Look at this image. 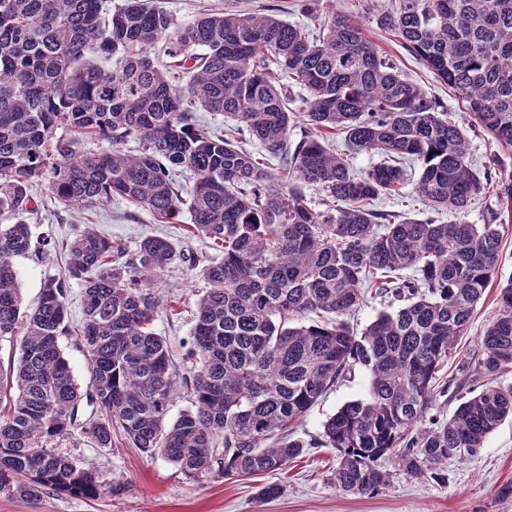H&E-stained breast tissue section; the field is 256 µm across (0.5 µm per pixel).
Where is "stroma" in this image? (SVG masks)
Wrapping results in <instances>:
<instances>
[{
    "instance_id": "1",
    "label": "stroma",
    "mask_w": 512,
    "mask_h": 512,
    "mask_svg": "<svg viewBox=\"0 0 512 512\" xmlns=\"http://www.w3.org/2000/svg\"><path fill=\"white\" fill-rule=\"evenodd\" d=\"M385 0H320L323 17L334 14L358 19L366 37L399 69L415 79L426 93L440 101L451 118L465 126L469 158L478 172L492 171L496 178L512 176V148L498 146L480 128L470 125L464 104L447 86L440 83L416 58L400 46L392 33L379 29L371 14ZM163 9L178 23L192 21L199 13L235 10L243 13L277 15L291 24L309 25L299 12L298 0H160ZM39 207L35 212L15 217L0 216V223L22 221L28 224L33 239L53 236L56 247L50 255L30 254L14 260L25 309L35 308L45 282L62 275L69 260L67 246L85 227L92 225L101 235L112 239L125 252L132 253L148 235H165L179 241L184 259L165 271L162 312L156 331L167 340L175 373L171 417L190 409L191 397L184 379L193 370L187 340L193 324L196 301L206 283L201 268L216 258L217 250L209 241L187 234L188 209L166 221L150 211L115 199L111 203L81 212H70L52 197L46 186L33 190ZM496 284L487 289L478 303L470 325L460 336L454 356L449 360L441 383L448 391L438 396L436 407L444 416H452L460 394L484 384L474 369L480 350V338L486 324L498 312L499 284L512 278V219L504 220ZM369 377L357 368L344 377L304 417L297 429L299 437L310 440L323 431L324 422L345 403L366 398ZM61 452L94 464L103 480H119L126 490L119 496L96 500L75 498L53 491L35 500H23L0 492V512H512V498L499 494L512 483V419H506L475 456L450 462L448 480L416 479L389 463L390 479L377 494L359 495L336 490L330 478L336 467V452L331 448H311L289 463L274 477L214 476L197 480L186 476L163 457L146 458L116 436L108 448H97L84 440L59 442ZM279 483L280 497L263 501L257 497L259 486L267 481Z\"/></svg>"
}]
</instances>
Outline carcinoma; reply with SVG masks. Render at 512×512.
<instances>
[{
    "label": "carcinoma",
    "instance_id": "1",
    "mask_svg": "<svg viewBox=\"0 0 512 512\" xmlns=\"http://www.w3.org/2000/svg\"><path fill=\"white\" fill-rule=\"evenodd\" d=\"M374 20L448 85L473 124L512 147V0H389ZM285 80L306 91L304 111L288 108ZM198 112L230 117L265 153L289 157L283 173L202 130ZM301 121L310 135L292 146ZM336 134L341 150L325 144ZM131 138L142 144L136 155L120 149ZM87 139L106 148L85 153ZM362 152L385 161L355 174L348 156ZM411 165L423 204L459 216L488 183L464 127L352 17L335 15L314 36L238 12L180 25L155 0L112 12L103 0H0V216L37 210L31 188L44 183L69 210L122 199L168 219L183 204L171 173L190 169L191 233L222 251L202 269L192 408L172 420L169 348L154 322L164 272L183 257L176 242L149 235L129 255L88 228L28 312L13 260L32 250L29 226L0 225V338L24 328L17 361L0 374V491L123 493L58 451L76 429L98 448L119 434L194 479L274 472L324 447L336 450L331 483L343 492H379L389 459L412 477L447 480L448 463L512 417V387L491 382L451 418L432 413L439 373L493 282L501 233L495 214L443 224L374 208L404 188ZM305 185L330 208H312ZM71 280L84 296V394L61 348ZM372 288L404 305L357 334L344 317ZM498 302L478 360L490 378L512 368V278ZM310 314L319 320L292 325ZM353 367L369 375L368 396L343 405L318 438L294 437ZM84 396L102 417L79 426Z\"/></svg>",
    "mask_w": 512,
    "mask_h": 512
}]
</instances>
